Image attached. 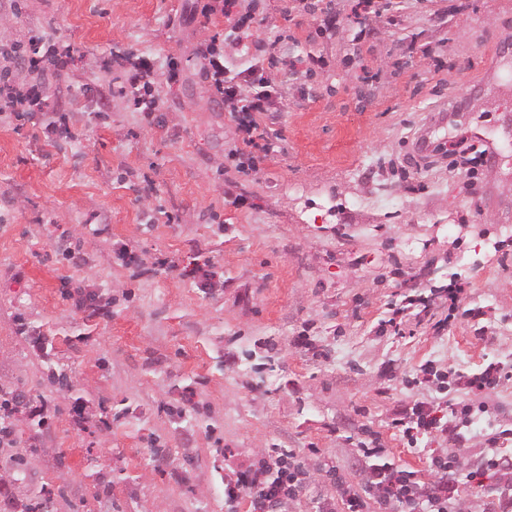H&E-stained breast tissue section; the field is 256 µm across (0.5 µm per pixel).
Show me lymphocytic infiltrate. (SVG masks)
I'll use <instances>...</instances> for the list:
<instances>
[{
    "instance_id": "lymphocytic-infiltrate-1",
    "label": "lymphocytic infiltrate",
    "mask_w": 512,
    "mask_h": 512,
    "mask_svg": "<svg viewBox=\"0 0 512 512\" xmlns=\"http://www.w3.org/2000/svg\"><path fill=\"white\" fill-rule=\"evenodd\" d=\"M28 44L33 56L26 60L14 46L0 45V112L9 113L19 121L41 111L51 79L61 78L75 60L72 45L49 43L37 34L30 36ZM276 48L273 41L255 45L251 55L253 63L241 79L230 76L224 56L215 49L213 42H206L200 48L202 67L211 88L242 134L241 145L229 149L227 156L233 160H246L249 170L254 172L258 171L260 161L267 159L273 151L258 116L268 111L272 102V92L260 72V63L273 57ZM23 63L34 76L32 83L18 84L10 78L13 69ZM178 76L177 61H170L166 72L162 73L148 57L139 58L127 72L126 81L130 88L146 94L145 101L138 105L146 121H153L158 108L152 94L154 86L162 81L175 82ZM359 454L372 463V481L363 492L349 484H341V499L347 512H367V501L371 498L382 505H398L401 512H450L452 505L459 501L461 490L450 475L451 462L432 459L431 465L438 478L422 493L410 471L382 463L383 450L376 444H363ZM301 474V467L294 463L292 452L274 450L259 466L248 467L239 472L235 481L227 483L224 496L233 502L245 493L251 499L252 512H278L283 499L300 488Z\"/></svg>"
}]
</instances>
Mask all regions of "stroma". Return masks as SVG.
I'll return each instance as SVG.
<instances>
[{
  "label": "stroma",
  "instance_id": "35a3bbf8",
  "mask_svg": "<svg viewBox=\"0 0 512 512\" xmlns=\"http://www.w3.org/2000/svg\"><path fill=\"white\" fill-rule=\"evenodd\" d=\"M246 2L248 41H280L260 116L276 151L249 176L225 158L241 136L198 57L215 34L230 70L248 66L222 11L203 26L199 0H0V42L38 30L77 50L47 111L0 116V394L49 417H13L0 506L250 512L225 483L287 448L309 474L282 512H318L342 505L333 470L367 484L361 442L424 487L431 458L454 456L463 486L512 430V380L440 379L512 365V0H392L363 30L353 0H333L330 31L311 0ZM143 55L180 70L150 126L115 93ZM53 112L69 135L50 144ZM476 132L489 161L471 188L448 150ZM124 250L175 266L139 276ZM88 296L107 317H88ZM399 307L405 336L383 328ZM419 401L476 420L459 441L431 427L410 442L392 421Z\"/></svg>",
  "mask_w": 512,
  "mask_h": 512
}]
</instances>
